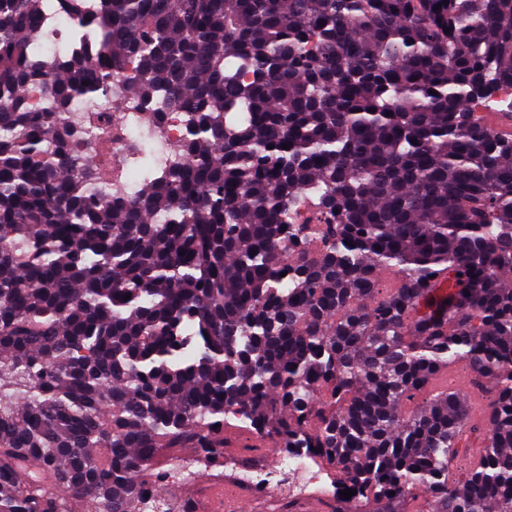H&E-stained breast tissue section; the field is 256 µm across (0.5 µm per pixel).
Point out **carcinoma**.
<instances>
[{
	"label": "carcinoma",
	"instance_id": "cac0c4a2",
	"mask_svg": "<svg viewBox=\"0 0 512 512\" xmlns=\"http://www.w3.org/2000/svg\"><path fill=\"white\" fill-rule=\"evenodd\" d=\"M64 6L50 52L49 0H0V512H146L238 412L384 512H512V134L476 116L512 0ZM119 78L186 115L131 199L65 113ZM459 362L494 380L461 484Z\"/></svg>",
	"mask_w": 512,
	"mask_h": 512
}]
</instances>
